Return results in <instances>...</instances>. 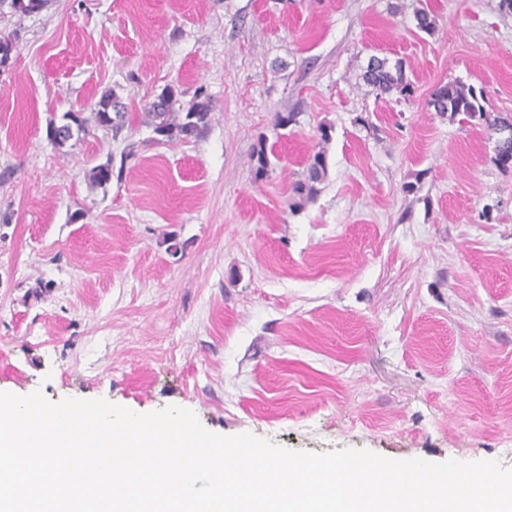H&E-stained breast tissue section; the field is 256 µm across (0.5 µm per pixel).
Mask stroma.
<instances>
[{
	"instance_id": "stroma-1",
	"label": "stroma",
	"mask_w": 512,
	"mask_h": 512,
	"mask_svg": "<svg viewBox=\"0 0 512 512\" xmlns=\"http://www.w3.org/2000/svg\"><path fill=\"white\" fill-rule=\"evenodd\" d=\"M0 39V392L512 468V169L426 104L459 81L512 114L500 0H48ZM373 55L412 96L363 82ZM168 87L209 100L200 135L153 132ZM109 90L129 126L49 140L51 115ZM318 150L327 178L294 207Z\"/></svg>"
}]
</instances>
